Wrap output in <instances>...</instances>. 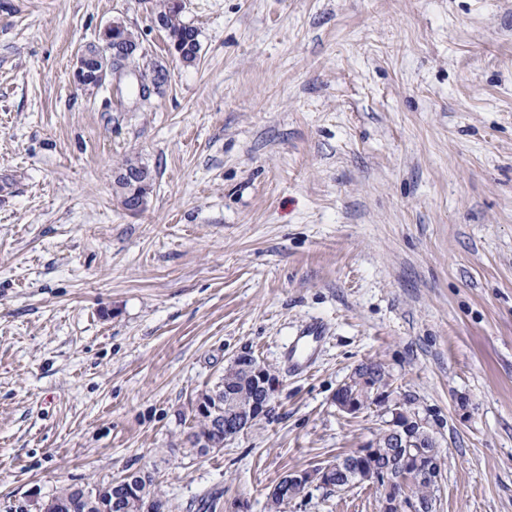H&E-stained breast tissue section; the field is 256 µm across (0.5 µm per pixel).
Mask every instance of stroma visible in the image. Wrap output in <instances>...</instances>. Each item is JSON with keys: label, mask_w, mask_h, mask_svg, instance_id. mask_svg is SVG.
Segmentation results:
<instances>
[{"label": "stroma", "mask_w": 512, "mask_h": 512, "mask_svg": "<svg viewBox=\"0 0 512 512\" xmlns=\"http://www.w3.org/2000/svg\"><path fill=\"white\" fill-rule=\"evenodd\" d=\"M155 9L0 0V512L138 469L162 512H268L373 438L376 409L333 403L364 362L438 440V512H512V0H184L190 66ZM117 19L168 73L150 100L72 82ZM129 158L154 176L136 214ZM243 352L279 377L272 412L198 456L194 399ZM120 173H122L120 175ZM134 176L133 181L126 180V174ZM153 175L151 170L138 160L127 159L118 168L115 177L116 193L121 203L132 214L139 213L146 205L147 198L152 190ZM141 204H143L141 206ZM321 333V326L317 323H312L304 329L302 336L298 337L296 343L288 347V352L285 355V364L290 372H298L308 366L309 351L312 345L320 340ZM307 351V355L303 357Z\"/></svg>", "instance_id": "35a3bbf8"}]
</instances>
